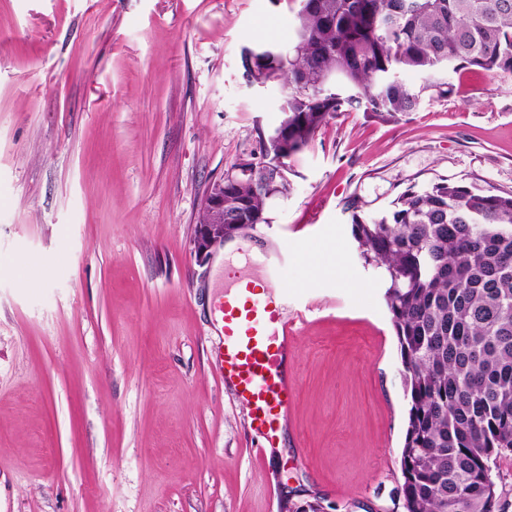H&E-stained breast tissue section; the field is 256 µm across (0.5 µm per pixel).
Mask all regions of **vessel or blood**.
Returning <instances> with one entry per match:
<instances>
[{
	"label": "vessel or blood",
	"instance_id": "b4317fda",
	"mask_svg": "<svg viewBox=\"0 0 512 512\" xmlns=\"http://www.w3.org/2000/svg\"><path fill=\"white\" fill-rule=\"evenodd\" d=\"M219 310L224 339L217 366L224 384L248 405L251 426L277 438L295 398L288 377L295 321L284 315L282 299L251 286L228 288Z\"/></svg>",
	"mask_w": 512,
	"mask_h": 512
}]
</instances>
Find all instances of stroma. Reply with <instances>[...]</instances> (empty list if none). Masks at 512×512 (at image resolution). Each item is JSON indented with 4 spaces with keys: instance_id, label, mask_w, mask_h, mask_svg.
<instances>
[{
    "instance_id": "stroma-1",
    "label": "stroma",
    "mask_w": 512,
    "mask_h": 512,
    "mask_svg": "<svg viewBox=\"0 0 512 512\" xmlns=\"http://www.w3.org/2000/svg\"><path fill=\"white\" fill-rule=\"evenodd\" d=\"M299 6L0 0V512H404L405 365L345 203L381 213L443 178L512 192V78L330 119L240 233L263 261L213 278L204 198L287 94L247 82L241 53L288 46ZM233 274L307 314L274 448L216 369Z\"/></svg>"
}]
</instances>
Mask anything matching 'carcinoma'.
Listing matches in <instances>:
<instances>
[{
    "instance_id": "cac0c4a2",
    "label": "carcinoma",
    "mask_w": 512,
    "mask_h": 512,
    "mask_svg": "<svg viewBox=\"0 0 512 512\" xmlns=\"http://www.w3.org/2000/svg\"><path fill=\"white\" fill-rule=\"evenodd\" d=\"M242 68L288 88L252 151L259 169L224 177V223L265 224L288 158L334 114L393 118L447 97L467 69L511 76L512 0H300L288 49H246ZM352 234L385 270L407 370L406 512H497L492 464L512 454V193L411 187L385 213L353 214Z\"/></svg>"
}]
</instances>
